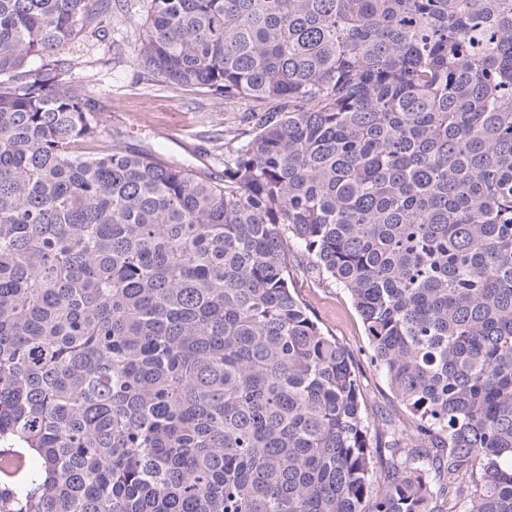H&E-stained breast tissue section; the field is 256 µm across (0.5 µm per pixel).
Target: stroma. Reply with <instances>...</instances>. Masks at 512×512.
Segmentation results:
<instances>
[{"label":"stroma","instance_id":"obj_1","mask_svg":"<svg viewBox=\"0 0 512 512\" xmlns=\"http://www.w3.org/2000/svg\"><path fill=\"white\" fill-rule=\"evenodd\" d=\"M138 10L139 0H113L106 38L90 34L66 49L76 73L94 78L91 94L103 108V135L116 137L124 149L156 151L169 164L221 177L225 152L250 135L254 116L264 108L148 75L134 60L137 33L131 19ZM290 261L295 292L352 356L372 429L390 433L406 413L370 359L369 339L349 293L318 276L301 252H292Z\"/></svg>","mask_w":512,"mask_h":512}]
</instances>
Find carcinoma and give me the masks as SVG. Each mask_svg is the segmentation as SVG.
<instances>
[{"instance_id":"cac0c4a2","label":"carcinoma","mask_w":512,"mask_h":512,"mask_svg":"<svg viewBox=\"0 0 512 512\" xmlns=\"http://www.w3.org/2000/svg\"><path fill=\"white\" fill-rule=\"evenodd\" d=\"M111 9L0 0V512H512V0H146L148 73L283 103L215 181L101 139ZM296 251L290 254L292 288L320 326L350 352L360 378L372 434L377 429L385 434L383 442L398 439V433L393 436L391 428L407 425L406 413L383 372L371 362L369 339L349 293L318 276L302 253Z\"/></svg>"}]
</instances>
